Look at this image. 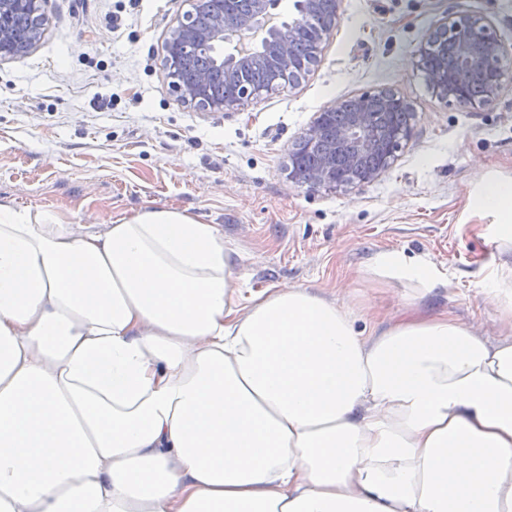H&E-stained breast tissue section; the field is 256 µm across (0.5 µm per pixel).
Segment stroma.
Segmentation results:
<instances>
[{
	"instance_id": "obj_1",
	"label": "stroma",
	"mask_w": 512,
	"mask_h": 512,
	"mask_svg": "<svg viewBox=\"0 0 512 512\" xmlns=\"http://www.w3.org/2000/svg\"><path fill=\"white\" fill-rule=\"evenodd\" d=\"M188 0H46L45 34L0 63V204L61 224H116L143 208L185 210L232 249L243 296L301 288L346 306L367 345L406 309L448 315L491 345L512 315L489 286L512 243L472 200L512 181V75L482 108L440 103L414 52L449 12L487 16L512 40V0H343L320 62L244 109L209 112L167 85L162 44ZM381 88L411 105L413 135L377 180L312 189L289 156L316 112ZM426 261L413 288L370 274L378 254Z\"/></svg>"
}]
</instances>
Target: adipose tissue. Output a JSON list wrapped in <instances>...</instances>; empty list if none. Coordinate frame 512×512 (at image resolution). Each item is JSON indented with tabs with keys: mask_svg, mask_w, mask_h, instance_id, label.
Listing matches in <instances>:
<instances>
[{
	"mask_svg": "<svg viewBox=\"0 0 512 512\" xmlns=\"http://www.w3.org/2000/svg\"><path fill=\"white\" fill-rule=\"evenodd\" d=\"M512 240V181L474 201ZM214 224L0 204V512H512V345L243 299ZM373 271L435 270L391 251Z\"/></svg>",
	"mask_w": 512,
	"mask_h": 512,
	"instance_id": "adipose-tissue-1",
	"label": "adipose tissue"
}]
</instances>
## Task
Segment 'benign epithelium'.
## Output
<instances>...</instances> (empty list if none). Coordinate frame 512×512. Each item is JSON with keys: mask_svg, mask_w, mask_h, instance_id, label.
<instances>
[{"mask_svg": "<svg viewBox=\"0 0 512 512\" xmlns=\"http://www.w3.org/2000/svg\"><path fill=\"white\" fill-rule=\"evenodd\" d=\"M45 0H0V63L30 51L43 37ZM246 14L224 7V0H191L192 9L174 26L163 46V66L172 93L213 112L238 110L263 90L238 87L230 93L212 87V75L231 78L243 68L265 67L270 86L297 83L320 60L339 17L341 0H294L284 20L280 0H248ZM435 96L442 103L485 107L497 100L512 71V42L492 31L485 16L451 12L415 52ZM411 111L396 91L382 88L337 100L316 113L299 138L313 156L300 170L290 156L293 183L312 189L353 187L378 179L412 137L411 124L397 125L396 112Z\"/></svg>", "mask_w": 512, "mask_h": 512, "instance_id": "obj_1", "label": "benign epithelium"}]
</instances>
